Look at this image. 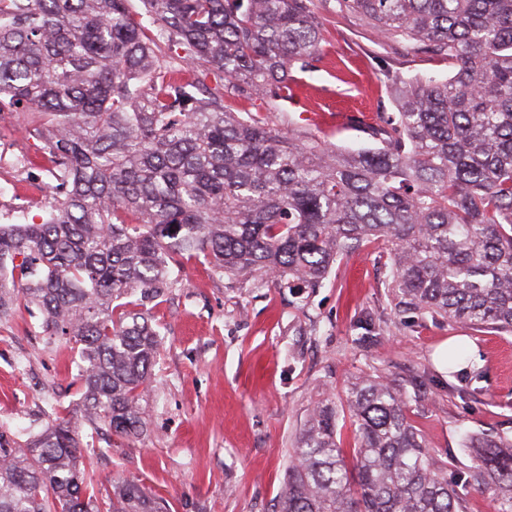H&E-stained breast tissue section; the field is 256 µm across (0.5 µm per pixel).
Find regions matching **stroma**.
<instances>
[{"mask_svg":"<svg viewBox=\"0 0 512 512\" xmlns=\"http://www.w3.org/2000/svg\"><path fill=\"white\" fill-rule=\"evenodd\" d=\"M313 3L321 59L315 71L294 76L321 123L301 126L285 102L269 122L340 148L376 146L361 124L338 125L337 114H392L386 72L444 77L448 67L411 43L381 39L358 15L338 13L336 0ZM45 183L1 165L0 224L46 219ZM379 250L373 244L348 253L306 297L274 277L230 278L208 263L183 261L178 284L152 310L162 344L146 433L111 437L108 455L85 454L102 491L133 481L164 499L169 512H273L310 410L368 376L422 385L427 401L409 404L407 414L449 472L473 464L464 434L512 438V334L398 311ZM366 311L380 327L370 340L358 324ZM40 324L33 308L0 323V433L7 436L40 432L52 402L75 398L67 389L76 372L72 353L49 344ZM459 341L466 364L447 370L438 348Z\"/></svg>","mask_w":512,"mask_h":512,"instance_id":"1","label":"stroma"}]
</instances>
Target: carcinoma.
Segmentation results:
<instances>
[{"instance_id":"carcinoma-1","label":"carcinoma","mask_w":512,"mask_h":512,"mask_svg":"<svg viewBox=\"0 0 512 512\" xmlns=\"http://www.w3.org/2000/svg\"><path fill=\"white\" fill-rule=\"evenodd\" d=\"M0 0V116L24 107L55 190L41 224H0V321L22 306L75 353L79 402L24 441L0 434V512H167L134 482L101 497L83 462L100 436L136 438L161 343L151 317L201 258L222 273L320 288L352 250L382 242L396 307L512 333V0H336L384 39L448 64L386 74L396 112L378 145L285 136L267 113L321 55L313 0ZM184 51L160 57L158 43ZM198 72L184 81L179 63ZM224 80L210 92L204 79ZM259 99L231 112L225 98ZM382 376L356 380L353 465L336 402L309 415L274 512H467L494 489L512 512V439L467 437L448 479Z\"/></svg>"}]
</instances>
